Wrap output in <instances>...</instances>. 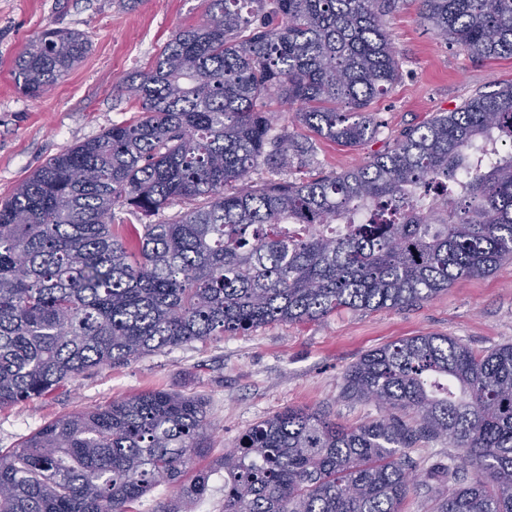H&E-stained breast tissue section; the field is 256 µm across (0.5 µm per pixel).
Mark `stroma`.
Listing matches in <instances>:
<instances>
[{
  "mask_svg": "<svg viewBox=\"0 0 512 512\" xmlns=\"http://www.w3.org/2000/svg\"><path fill=\"white\" fill-rule=\"evenodd\" d=\"M205 9L204 0H139L133 7L126 0H0V200L48 159L137 118V106L121 90L124 78L148 70L172 33L199 22ZM383 24L398 52L400 77L370 105L376 135L343 147L314 137L292 109L270 101L276 132L312 141L315 150L285 169L259 168L257 180L351 170L393 148L406 130L512 84V59H479L438 38L420 15V0H396ZM49 28L85 33L90 50L34 100L17 87L12 65L25 43ZM426 333L455 337L478 352L511 344L512 260L417 305L273 323L78 376L45 397L0 408V450L19 447L50 420L77 409L161 389L206 403L209 449L197 461L205 468L248 428L288 407L326 410L346 426L380 418L375 403L344 396L345 370L367 351ZM448 453L444 440L412 450L417 484L400 512H433L436 499L452 492L453 482L433 475L447 465Z\"/></svg>",
  "mask_w": 512,
  "mask_h": 512,
  "instance_id": "1",
  "label": "stroma"
}]
</instances>
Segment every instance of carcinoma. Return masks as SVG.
Returning <instances> with one entry per match:
<instances>
[{
  "mask_svg": "<svg viewBox=\"0 0 512 512\" xmlns=\"http://www.w3.org/2000/svg\"><path fill=\"white\" fill-rule=\"evenodd\" d=\"M205 2L127 79L137 120L50 158L0 202V407L192 341L413 305L512 260V153L485 156L512 141V85L357 168L256 182L311 152L274 133L273 96L323 139L375 136L368 107L399 78L381 21L394 0ZM421 4L436 36L512 58V0ZM89 47L43 31L15 60L20 91L48 94ZM117 207L144 219L136 238L115 230ZM344 393L386 415L348 427L288 408L254 424L216 463L223 512H398L409 450L437 439L455 449L456 488L435 512H512V344L400 339L352 364ZM207 430L201 399L163 390L78 410L0 453V512H131L163 479L178 492L155 512H191L215 470L183 480Z\"/></svg>",
  "mask_w": 512,
  "mask_h": 512,
  "instance_id": "1",
  "label": "carcinoma"
}]
</instances>
